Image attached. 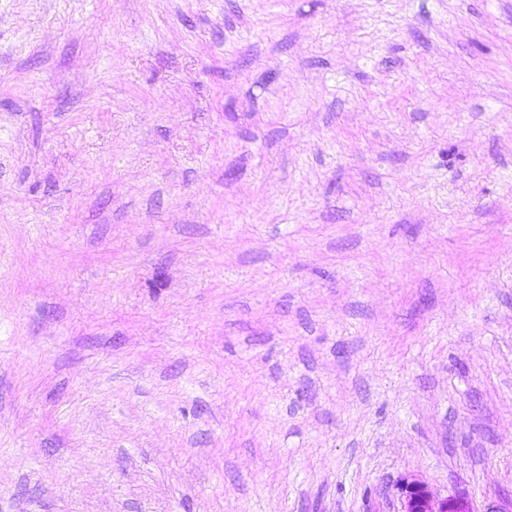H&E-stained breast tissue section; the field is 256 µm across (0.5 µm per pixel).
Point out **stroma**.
<instances>
[{"instance_id":"stroma-1","label":"stroma","mask_w":512,"mask_h":512,"mask_svg":"<svg viewBox=\"0 0 512 512\" xmlns=\"http://www.w3.org/2000/svg\"><path fill=\"white\" fill-rule=\"evenodd\" d=\"M512 503V0H0V512ZM401 510L398 512H476L472 501L463 494L440 498L414 475L396 483Z\"/></svg>"}]
</instances>
